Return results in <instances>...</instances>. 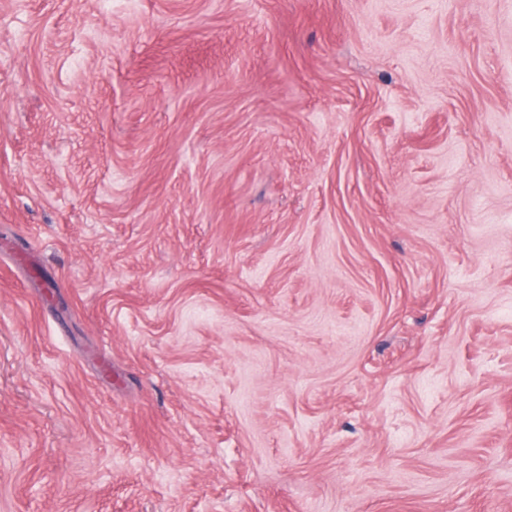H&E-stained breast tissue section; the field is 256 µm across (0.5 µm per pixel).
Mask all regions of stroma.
<instances>
[{"mask_svg": "<svg viewBox=\"0 0 512 512\" xmlns=\"http://www.w3.org/2000/svg\"><path fill=\"white\" fill-rule=\"evenodd\" d=\"M0 512H512V0H0Z\"/></svg>", "mask_w": 512, "mask_h": 512, "instance_id": "stroma-1", "label": "stroma"}]
</instances>
